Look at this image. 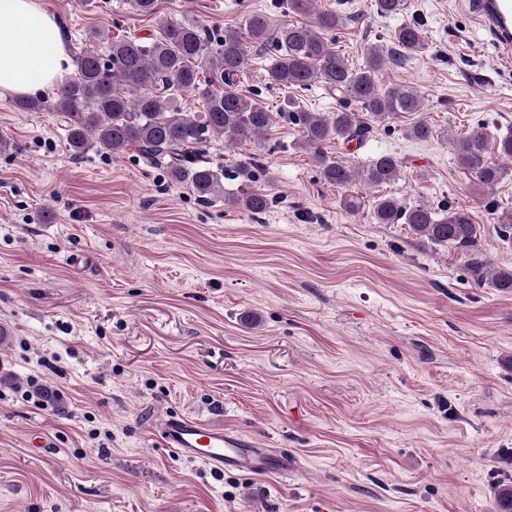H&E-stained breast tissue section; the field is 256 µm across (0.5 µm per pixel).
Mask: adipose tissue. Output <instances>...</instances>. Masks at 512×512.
Wrapping results in <instances>:
<instances>
[{
    "label": "adipose tissue",
    "instance_id": "adipose-tissue-1",
    "mask_svg": "<svg viewBox=\"0 0 512 512\" xmlns=\"http://www.w3.org/2000/svg\"><path fill=\"white\" fill-rule=\"evenodd\" d=\"M72 72L61 22L44 0H0V98L49 92Z\"/></svg>",
    "mask_w": 512,
    "mask_h": 512
}]
</instances>
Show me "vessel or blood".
<instances>
[{
    "label": "vessel or blood",
    "mask_w": 512,
    "mask_h": 512,
    "mask_svg": "<svg viewBox=\"0 0 512 512\" xmlns=\"http://www.w3.org/2000/svg\"><path fill=\"white\" fill-rule=\"evenodd\" d=\"M470 8L502 53L511 55L512 0H471ZM157 433L163 445L180 457L222 470L261 474L270 469L268 452L256 441L196 419L168 417L159 425Z\"/></svg>",
    "instance_id": "obj_1"
}]
</instances>
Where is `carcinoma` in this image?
<instances>
[{"mask_svg":"<svg viewBox=\"0 0 512 512\" xmlns=\"http://www.w3.org/2000/svg\"><path fill=\"white\" fill-rule=\"evenodd\" d=\"M276 8L305 14L318 0H275ZM135 14L158 19L159 35L146 40L123 36L109 39L99 31L75 56L74 76L56 89L55 110L64 117L67 140L75 158L90 147L119 156L135 147L170 179L187 185L202 203L224 197V203L252 215L269 208L268 194L258 186L261 165L257 157L236 161L235 178L245 186L224 195V169L198 160V153L215 138L229 146L236 141L262 143L276 119L298 127V147L313 152L320 177L347 187L358 181L368 187L396 182L403 161L390 153L372 157L362 166L328 155L332 139L362 145L372 133L373 121L397 119L422 111V96L410 85L383 87L379 75L400 67L426 48L421 24L405 21L385 42L367 48L366 62L350 66L333 47L329 33L344 26L340 13L320 12L312 23L292 22L274 28L264 12H250L240 28L209 33L193 18L160 16L161 0H124ZM406 0H376L382 17L404 13ZM273 49L266 67L270 88L305 89L320 84L338 93L334 112H311L288 101V111L273 112L261 94L236 89V78L256 52ZM199 93L203 111L184 112L174 106L177 92ZM366 117H359V112ZM458 165L471 176L476 194L501 181L508 170L491 161L495 153L512 162V131L489 144L482 126L456 141ZM371 218L376 224H406L431 243L462 250L478 281L504 292L512 291V269H491L482 260L480 225L464 208L446 206L436 212L424 203L410 204L391 195L373 198Z\"/></svg>","mask_w":512,"mask_h":512,"instance_id":"1","label":"carcinoma"}]
</instances>
